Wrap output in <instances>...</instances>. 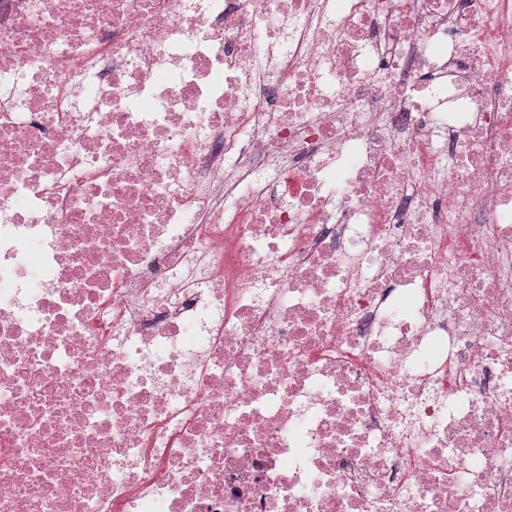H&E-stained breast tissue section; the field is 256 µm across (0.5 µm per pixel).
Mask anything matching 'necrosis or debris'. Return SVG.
Instances as JSON below:
<instances>
[{
    "label": "necrosis or debris",
    "mask_w": 512,
    "mask_h": 512,
    "mask_svg": "<svg viewBox=\"0 0 512 512\" xmlns=\"http://www.w3.org/2000/svg\"><path fill=\"white\" fill-rule=\"evenodd\" d=\"M0 512H512V0H0Z\"/></svg>",
    "instance_id": "1"
}]
</instances>
